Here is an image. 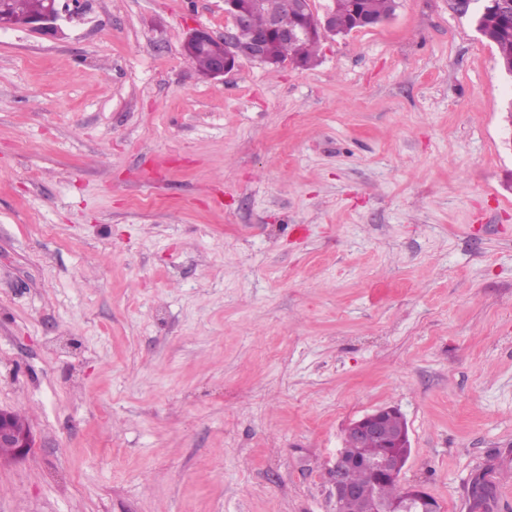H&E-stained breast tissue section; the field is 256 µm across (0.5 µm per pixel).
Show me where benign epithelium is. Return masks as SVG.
Returning a JSON list of instances; mask_svg holds the SVG:
<instances>
[{
	"mask_svg": "<svg viewBox=\"0 0 512 512\" xmlns=\"http://www.w3.org/2000/svg\"><path fill=\"white\" fill-rule=\"evenodd\" d=\"M454 10L460 15L473 12V5L481 4L479 12L485 14L492 9L500 8L501 12L512 17V0H451ZM261 0H224V15L227 24L224 35L216 36L208 28L199 26L193 28L186 37L183 51H212V61L205 77L215 79L232 72L240 62L249 61L263 65H276L269 47L272 40L281 43L296 44L306 38L310 28L318 29L321 37L335 33L330 28V13H325L323 20H318L311 9L310 0H292L290 5L308 25L281 27L275 21H270L265 27L253 31L247 40L239 38L240 29L246 26L252 14L259 9ZM60 19L57 0H46L45 9L38 15L27 18H17L3 11L0 13V28L23 27L33 30H55ZM398 412L394 407L379 408L363 417L352 421L345 430L344 446L353 442L359 448L377 439L387 440V448L374 460L364 461L381 478L398 480L408 459L410 440L408 433L391 432L387 423L392 414ZM0 447L14 449L13 457L20 458L28 454L33 447L30 429L18 427L13 419V413L0 409ZM347 463L344 453L336 456L335 462L328 469V480L334 491L335 512L359 495L358 488L346 476ZM420 505L422 512H438L427 493L420 488L405 490L401 498L389 503L377 499L369 505V512H408Z\"/></svg>",
	"mask_w": 512,
	"mask_h": 512,
	"instance_id": "7a95c632",
	"label": "benign epithelium"
}]
</instances>
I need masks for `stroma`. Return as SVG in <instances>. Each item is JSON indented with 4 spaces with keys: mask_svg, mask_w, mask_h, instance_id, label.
<instances>
[{
    "mask_svg": "<svg viewBox=\"0 0 512 512\" xmlns=\"http://www.w3.org/2000/svg\"><path fill=\"white\" fill-rule=\"evenodd\" d=\"M204 78L224 0L0 29V512H334L381 407L402 486L512 512V77L450 0ZM393 413L402 416L397 408L383 407L352 421L346 428L344 446L327 473L329 483L334 491L336 512H340L348 502L358 497L359 490L355 485L366 491L371 498L377 496L387 500L396 498L401 494L402 489L398 482L381 479L388 478L398 481L408 459V448H411L408 432L401 431L406 426L402 417L395 415L390 421L391 427L400 432H391L387 429V423ZM377 438L387 440L388 447L381 454L382 443H374L371 446L372 448H365L369 442ZM350 442L355 443L357 447L362 449L349 448ZM344 452L349 460L358 457L356 459L358 462L361 461L359 457L364 459L377 458L372 461L363 460L367 467L362 465L350 466L346 476V468L351 465V462L349 464L345 462ZM0 453L11 454L14 458L24 457L33 447L32 434L29 428H19L13 419V413L0 409Z\"/></svg>",
    "mask_w": 512,
    "mask_h": 512,
    "instance_id": "obj_1",
    "label": "stroma"
}]
</instances>
